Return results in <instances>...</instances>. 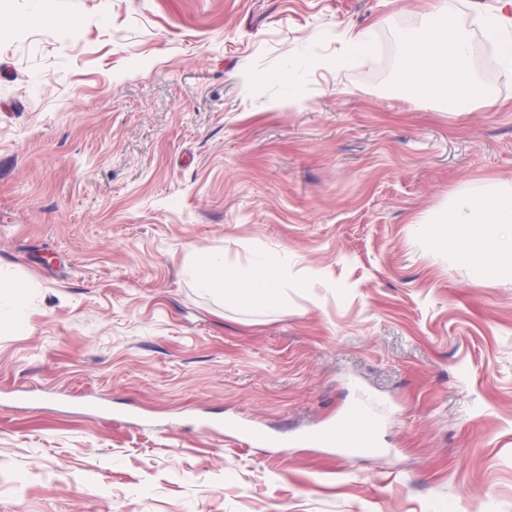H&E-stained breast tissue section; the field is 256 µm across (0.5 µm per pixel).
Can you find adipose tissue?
<instances>
[{"instance_id": "1", "label": "adipose tissue", "mask_w": 512, "mask_h": 512, "mask_svg": "<svg viewBox=\"0 0 512 512\" xmlns=\"http://www.w3.org/2000/svg\"><path fill=\"white\" fill-rule=\"evenodd\" d=\"M449 0H433L419 28L401 40L403 60L399 83L406 96L457 111L460 104L490 107L499 97L480 78L474 64V32L450 19ZM445 224L459 246L457 254L481 279L496 275L502 265H512V187L485 186L457 190L446 210L417 221V232L428 225ZM287 253L258 248L248 264L225 262L219 251L195 253L186 274L202 294L246 308L277 312L288 304L289 288L306 282L290 275ZM35 287L22 276L0 272V331L25 332L27 309Z\"/></svg>"}]
</instances>
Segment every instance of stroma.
Listing matches in <instances>:
<instances>
[{
  "label": "stroma",
  "instance_id": "stroma-1",
  "mask_svg": "<svg viewBox=\"0 0 512 512\" xmlns=\"http://www.w3.org/2000/svg\"><path fill=\"white\" fill-rule=\"evenodd\" d=\"M427 7L0 0V267L36 285L0 333V512H512V268L413 230L512 182V76L503 107L408 100ZM368 27L387 59L324 67ZM257 244L310 279L282 311L190 285ZM366 395L376 449L310 441Z\"/></svg>",
  "mask_w": 512,
  "mask_h": 512
}]
</instances>
